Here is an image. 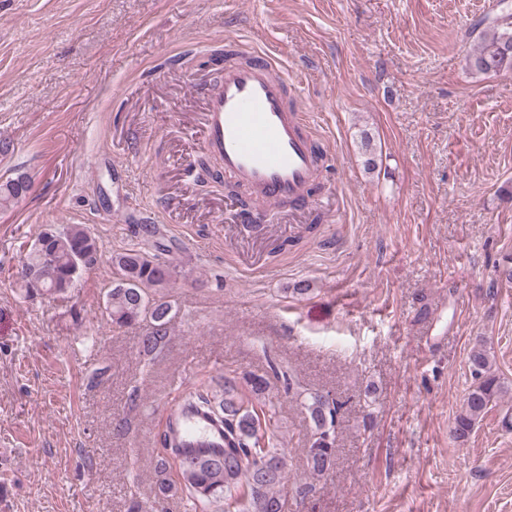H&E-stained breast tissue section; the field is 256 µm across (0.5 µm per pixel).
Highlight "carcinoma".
Returning <instances> with one entry per match:
<instances>
[{"label": "carcinoma", "mask_w": 512, "mask_h": 512, "mask_svg": "<svg viewBox=\"0 0 512 512\" xmlns=\"http://www.w3.org/2000/svg\"><path fill=\"white\" fill-rule=\"evenodd\" d=\"M479 32L477 44L466 57L474 75L512 73V13L489 22L480 17L471 24ZM31 181L20 174L0 183V211L9 210L29 191ZM42 250L30 251L26 265L43 292L63 295L82 271L97 261L96 238L81 224H67L46 237ZM117 278L107 295L106 313L112 329L141 326L137 343L151 355L168 341L173 306L164 293H151L169 282L168 265L142 249L112 256ZM472 385L455 417L453 435L464 443L507 387L492 371L487 347L479 344L469 355ZM278 375L276 367H271ZM270 374V375H272ZM270 375L236 372L203 373L179 387L178 405L172 408L156 435V480L153 496H133L128 512H166L171 498L181 500L188 512H283L288 488L287 451L275 439V403L270 396ZM303 407L313 428L306 461L318 477L333 468L335 427L343 404L330 392H310ZM201 415L223 429L224 445L190 448L182 435L183 419Z\"/></svg>", "instance_id": "obj_1"}]
</instances>
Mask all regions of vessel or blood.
<instances>
[{"label":"vessel or blood","instance_id":"1","mask_svg":"<svg viewBox=\"0 0 512 512\" xmlns=\"http://www.w3.org/2000/svg\"><path fill=\"white\" fill-rule=\"evenodd\" d=\"M289 88L278 53L255 48L248 62L225 65L207 92L203 148L263 209L309 202L324 167V149Z\"/></svg>","mask_w":512,"mask_h":512}]
</instances>
